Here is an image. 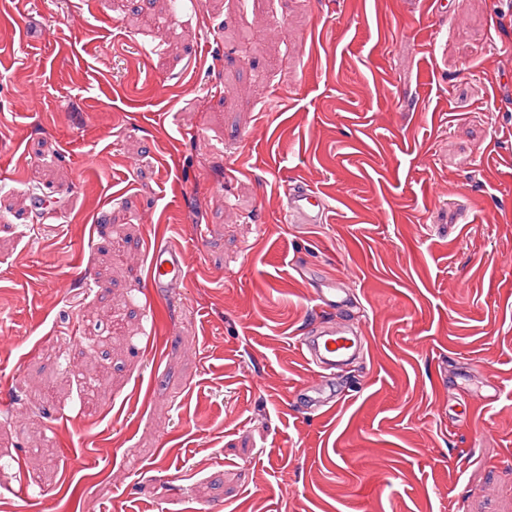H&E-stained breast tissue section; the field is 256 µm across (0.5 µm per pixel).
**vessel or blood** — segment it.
I'll return each instance as SVG.
<instances>
[{
    "label": "vessel or blood",
    "mask_w": 512,
    "mask_h": 512,
    "mask_svg": "<svg viewBox=\"0 0 512 512\" xmlns=\"http://www.w3.org/2000/svg\"><path fill=\"white\" fill-rule=\"evenodd\" d=\"M329 205L313 189L294 185L289 189L284 219L289 224L325 223ZM189 263L185 251L173 245L158 246L150 258L151 286L155 293L166 292L186 277ZM313 298L324 317L312 324L299 343L309 363L320 374H328L359 355L363 336L359 329L344 321L350 294L344 278L311 273Z\"/></svg>",
    "instance_id": "obj_1"
}]
</instances>
